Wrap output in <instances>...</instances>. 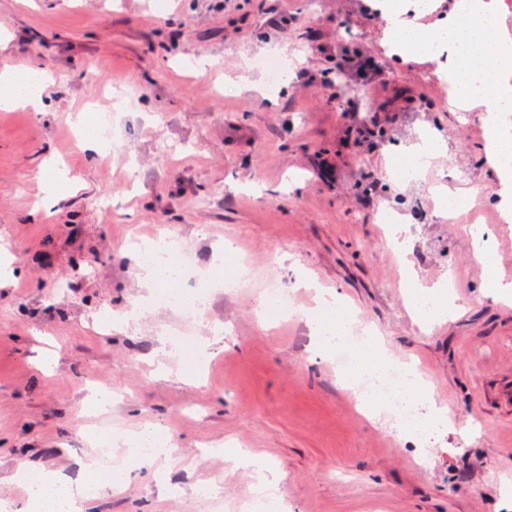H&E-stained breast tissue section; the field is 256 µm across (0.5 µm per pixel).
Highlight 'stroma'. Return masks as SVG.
Listing matches in <instances>:
<instances>
[{"instance_id":"obj_1","label":"stroma","mask_w":512,"mask_h":512,"mask_svg":"<svg viewBox=\"0 0 512 512\" xmlns=\"http://www.w3.org/2000/svg\"><path fill=\"white\" fill-rule=\"evenodd\" d=\"M387 24L382 0H0V64L49 77L45 114L0 109V497L17 512L16 466L99 483L92 435L157 429L174 455L126 461L85 512H204L196 489L211 480L236 512L262 465L280 475L282 512H512V298L491 287L512 223L481 113L448 109L447 55L391 54ZM348 49L379 73L323 89ZM265 57L285 61L278 82ZM119 95L122 148L91 156L71 117ZM367 103L390 117L363 133L345 113ZM423 133L441 153L392 185ZM51 155L66 171L36 213ZM441 185L467 191L452 224L434 215ZM384 209L407 230L400 252L383 246ZM162 234L214 276H238L228 245L252 266L193 328L202 365L170 358L176 315L133 310L149 289L130 247ZM270 280L293 289L299 318H261ZM417 283L447 286L451 312L419 320ZM317 287L421 364L447 426L417 439L366 417L332 353L311 350ZM98 389L111 404L89 402Z\"/></svg>"}]
</instances>
